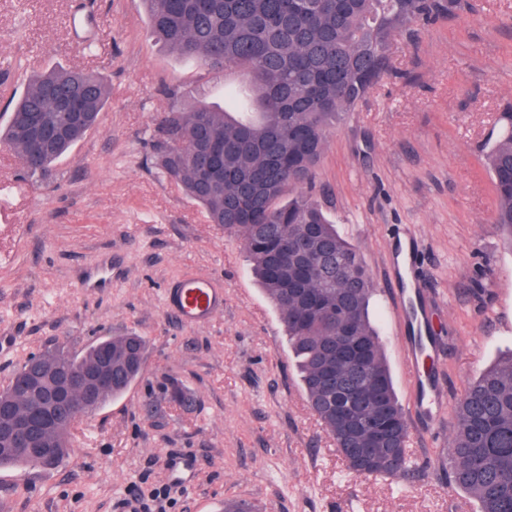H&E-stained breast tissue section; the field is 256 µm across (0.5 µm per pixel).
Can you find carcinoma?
Returning a JSON list of instances; mask_svg holds the SVG:
<instances>
[{"instance_id": "obj_1", "label": "carcinoma", "mask_w": 512, "mask_h": 512, "mask_svg": "<svg viewBox=\"0 0 512 512\" xmlns=\"http://www.w3.org/2000/svg\"><path fill=\"white\" fill-rule=\"evenodd\" d=\"M152 35L176 55L209 70L239 72L250 107L218 109L199 100L190 110L172 108L158 118L154 148L162 174L180 185L212 224L244 238L250 269L276 307L288 336L299 383L310 406L352 473L358 467L339 443L336 403L318 374L336 360L341 326L357 346L342 360L364 362V371L339 378L335 393L359 394L357 413L393 423L397 443H407L404 409L394 388L384 346L369 306L374 292L359 250L336 229L313 198L312 187L327 133L354 110L392 68L388 51L411 26L449 13L455 0H143ZM81 96L82 120L28 160L24 121L31 112L55 113V96ZM107 84L94 71L58 66L36 75L13 107L0 141L17 151L31 176L46 174L91 130L108 103ZM500 133L486 146L495 193L494 223L512 245V107L498 117ZM224 145L218 169L199 174L203 144ZM284 224L290 239L325 251L329 272L300 281L292 267L278 268L259 242L256 225ZM112 392L123 395L140 378L145 341L135 334L110 336ZM98 345L83 354L46 351L74 369L90 366ZM448 445L452 484L469 495L477 512H512V354L471 381L455 406ZM71 430L58 435L53 462L43 465L22 448L0 449V467L53 468L69 454ZM414 462L401 453L381 476L409 477Z\"/></svg>"}]
</instances>
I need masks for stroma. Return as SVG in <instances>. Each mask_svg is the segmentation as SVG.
<instances>
[{
  "mask_svg": "<svg viewBox=\"0 0 512 512\" xmlns=\"http://www.w3.org/2000/svg\"><path fill=\"white\" fill-rule=\"evenodd\" d=\"M394 72L331 130L315 198L360 251L370 312L403 407L413 392L392 331L407 301L427 316L424 383L455 405L469 381L512 354V247L494 223L484 150L512 106V0H456L390 51ZM92 69L110 88L98 126L28 176L0 143V388L29 354H78L108 336L146 340L142 378L80 417L56 468L0 467V512H124L167 491L166 512H477L448 481L452 417L408 416L417 470L398 481L350 473L299 385L286 332L252 276L240 235L155 168L161 113L223 106V74L149 33L142 0H0V127L34 74ZM224 287V311L186 328L165 308L177 277ZM178 382L189 408L164 393ZM195 460L191 483L169 464Z\"/></svg>",
  "mask_w": 512,
  "mask_h": 512,
  "instance_id": "1",
  "label": "stroma"
}]
</instances>
